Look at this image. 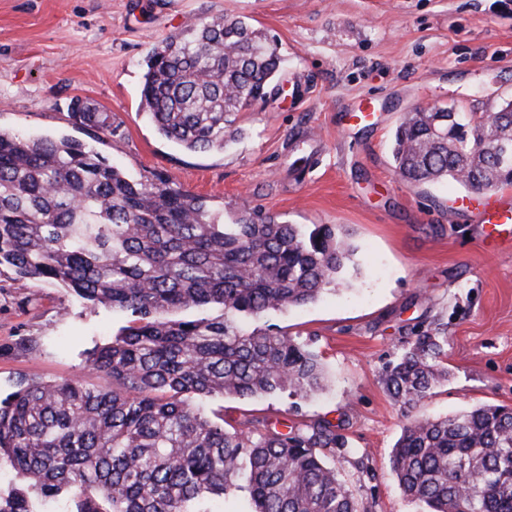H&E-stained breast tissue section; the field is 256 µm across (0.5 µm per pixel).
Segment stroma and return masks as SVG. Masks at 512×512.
<instances>
[{"instance_id": "obj_1", "label": "stroma", "mask_w": 512, "mask_h": 512, "mask_svg": "<svg viewBox=\"0 0 512 512\" xmlns=\"http://www.w3.org/2000/svg\"><path fill=\"white\" fill-rule=\"evenodd\" d=\"M222 16L277 38L293 95L240 113L242 133L223 150L190 152L161 137L140 107L145 60L170 34ZM368 95L377 123L364 131L345 109ZM77 99L111 113L112 135L75 124ZM506 99L512 0H0V129L80 140L134 179L169 177L228 220L259 209L347 234L358 272L262 321L319 352L327 389L205 407L237 421L333 422L352 450L329 464L368 512H422L389 467L404 418L381 383L416 332L448 338V379L417 416L512 406V247L487 239L462 209L467 188L408 184L391 156L410 112L438 105L471 117ZM130 319L0 269V393L21 375L111 388L86 360Z\"/></svg>"}]
</instances>
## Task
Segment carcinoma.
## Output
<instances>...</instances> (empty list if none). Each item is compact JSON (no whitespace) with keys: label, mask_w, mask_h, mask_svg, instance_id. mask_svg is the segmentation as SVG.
Segmentation results:
<instances>
[{"label":"carcinoma","mask_w":512,"mask_h":512,"mask_svg":"<svg viewBox=\"0 0 512 512\" xmlns=\"http://www.w3.org/2000/svg\"><path fill=\"white\" fill-rule=\"evenodd\" d=\"M276 40L220 17L172 35L149 54L141 107L166 139L197 152L224 148L239 113L277 93ZM456 119L459 136L432 131L433 114L397 126L395 172L407 183L451 178L467 188L512 184L490 149L512 147V112ZM72 118L112 135V120L83 101ZM472 179L464 181L458 173ZM355 249L329 224H283L260 211L224 212L162 176L134 180L80 141L0 129V267L132 324L89 356L112 388L22 377L0 396V469L25 484L0 489V512H215L208 496L246 493L248 512H361L326 458L348 449L328 420L282 431L232 424L197 401L322 389L319 355L280 330L248 329L336 285ZM218 307L216 317L171 319ZM448 337L421 334L381 382L407 417L390 452L403 496L427 512H512V408L479 405L443 418L410 417L448 378Z\"/></svg>","instance_id":"cac0c4a2"}]
</instances>
